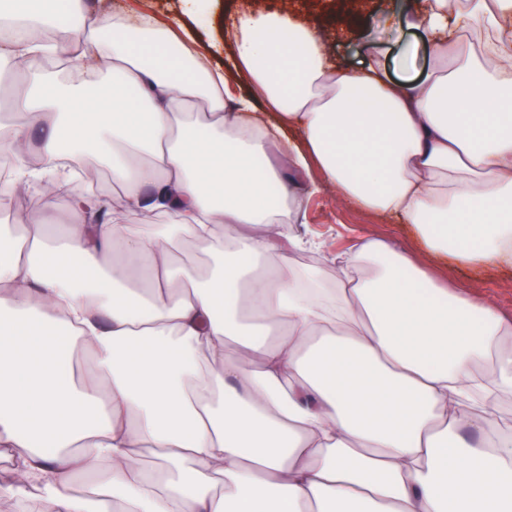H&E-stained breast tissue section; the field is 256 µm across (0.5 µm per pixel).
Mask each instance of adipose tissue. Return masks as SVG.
Wrapping results in <instances>:
<instances>
[{
	"label": "adipose tissue",
	"instance_id": "1",
	"mask_svg": "<svg viewBox=\"0 0 512 512\" xmlns=\"http://www.w3.org/2000/svg\"><path fill=\"white\" fill-rule=\"evenodd\" d=\"M207 2L170 25L83 0L0 6V67H23L0 195L42 187L36 219L0 225V447L16 465L0 499L512 512V315L393 243L334 256L290 230L329 186L433 255L512 269V0H421L419 79L376 52L341 70L321 29L246 10L213 65L190 29L214 25ZM60 55L109 94L58 81ZM65 157L109 170L111 205L74 191ZM59 195L78 223L58 226Z\"/></svg>",
	"mask_w": 512,
	"mask_h": 512
}]
</instances>
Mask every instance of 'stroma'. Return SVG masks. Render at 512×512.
I'll return each mask as SVG.
<instances>
[{
  "label": "stroma",
  "mask_w": 512,
  "mask_h": 512,
  "mask_svg": "<svg viewBox=\"0 0 512 512\" xmlns=\"http://www.w3.org/2000/svg\"><path fill=\"white\" fill-rule=\"evenodd\" d=\"M225 14L239 10L294 11L304 22L321 27L329 38V53L344 70L360 66L373 49L383 53L390 75H400L402 58L414 62L413 76L426 71L428 46L413 31L397 35L385 27L386 20L417 8L418 0H219ZM297 232L325 241L331 251H340L359 238L380 239L399 245L417 257L428 258L438 277L462 284L473 293L488 296L505 312H512V273L496 268L474 269L440 257L427 256L413 231L391 224L373 213L340 203L334 190L326 188L312 196L305 221Z\"/></svg>",
  "instance_id": "obj_1"
}]
</instances>
